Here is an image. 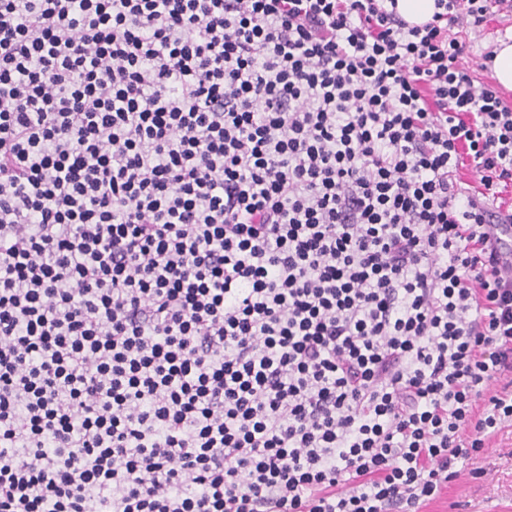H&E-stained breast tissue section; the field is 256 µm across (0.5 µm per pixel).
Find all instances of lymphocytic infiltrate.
Wrapping results in <instances>:
<instances>
[{
	"instance_id": "lymphocytic-infiltrate-1",
	"label": "lymphocytic infiltrate",
	"mask_w": 512,
	"mask_h": 512,
	"mask_svg": "<svg viewBox=\"0 0 512 512\" xmlns=\"http://www.w3.org/2000/svg\"><path fill=\"white\" fill-rule=\"evenodd\" d=\"M0 0V512H421L512 423V0ZM398 10L407 21L421 24L435 12L434 0H398ZM512 43V42H511ZM501 41L493 59V70L497 81L512 89V44Z\"/></svg>"
}]
</instances>
